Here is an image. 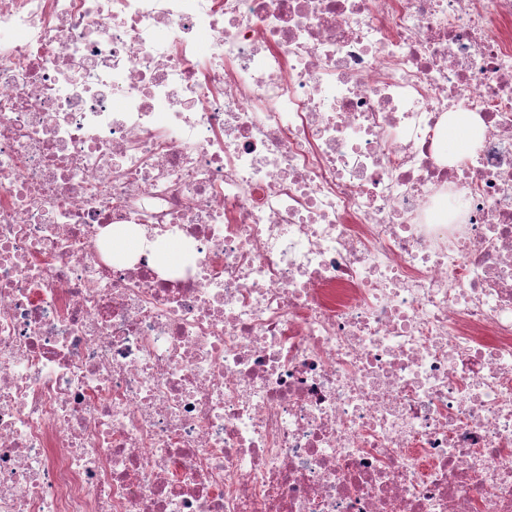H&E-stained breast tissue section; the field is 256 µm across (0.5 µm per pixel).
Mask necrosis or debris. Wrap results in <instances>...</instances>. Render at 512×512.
I'll list each match as a JSON object with an SVG mask.
<instances>
[{
  "label": "necrosis or debris",
  "instance_id": "4bbe7bcc",
  "mask_svg": "<svg viewBox=\"0 0 512 512\" xmlns=\"http://www.w3.org/2000/svg\"><path fill=\"white\" fill-rule=\"evenodd\" d=\"M0 512H512V0H0ZM477 123L476 117L470 112H458L448 122V130L445 132L442 150L453 156H464L474 148L471 130Z\"/></svg>",
  "mask_w": 512,
  "mask_h": 512
}]
</instances>
